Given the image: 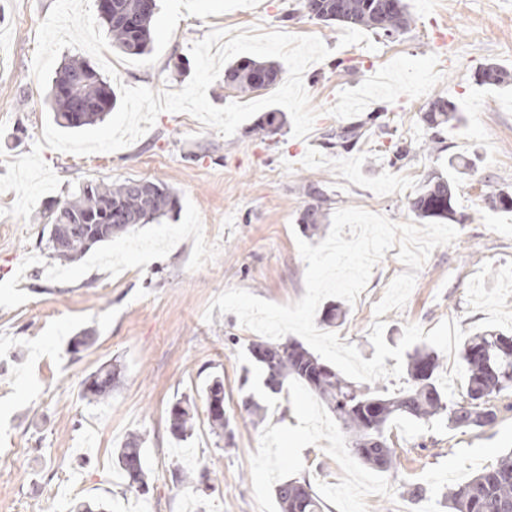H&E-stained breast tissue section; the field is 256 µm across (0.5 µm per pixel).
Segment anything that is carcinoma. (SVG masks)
<instances>
[{"label": "carcinoma", "mask_w": 512, "mask_h": 512, "mask_svg": "<svg viewBox=\"0 0 512 512\" xmlns=\"http://www.w3.org/2000/svg\"><path fill=\"white\" fill-rule=\"evenodd\" d=\"M314 17L327 24L340 23L366 27L378 35L393 37L410 23L405 0H312ZM155 8H146L144 0H112L110 12L100 20L112 39V46L129 55L148 52L153 41L152 19ZM134 27H129L128 22ZM262 73L265 83L257 85L253 75ZM281 68L273 61L247 60L230 65L224 72L226 87L238 93L252 94L268 90L281 80ZM507 74L496 64L487 63L478 71V81L499 85ZM52 110L58 126L77 129L103 121L116 105L110 85L87 63L72 59L56 73L51 88ZM386 108L380 107L359 124L339 126L326 134V144L346 151L357 146L366 132L381 118ZM81 113L79 122L74 113ZM456 104L445 98L431 101L422 115L432 138L449 122L458 120ZM283 125L280 112L270 110L257 125L263 136L277 134ZM455 178L434 177L411 202V210L420 218L455 220L453 207ZM177 196L163 183L127 179L110 184L88 182L78 191L57 201L43 215L48 226L51 255L64 263L79 260L93 245L110 241L137 224H146L176 211ZM323 218L320 205L304 210L301 222L315 233ZM249 353L266 370L264 386L270 394L281 391L286 380L303 383L326 405L349 435L351 450L365 465L376 471H387L395 465L396 452L387 442L385 428L398 418L430 421L440 419L448 428L483 429L497 423L499 417L512 412V334L486 329L465 340L459 357L465 365L467 380L459 393L445 391L436 384L441 357L432 349L416 348L407 363L410 387L397 394L385 395L379 390L345 379L324 364L302 343L286 339L277 343H253ZM121 370L106 365L82 382L84 397L105 402L120 383ZM203 395L208 420L216 435L232 434L230 419L224 415V383L215 376ZM196 417L194 399L186 397L170 411V430L174 439L186 441L192 435ZM142 434H129L114 453L115 466L128 486L148 492V472L144 467ZM175 481L204 484L207 470L187 473L176 466ZM279 512H324L325 502L306 479H287L274 490ZM448 512H512V454L485 469L471 480L444 493Z\"/></svg>", "instance_id": "1"}]
</instances>
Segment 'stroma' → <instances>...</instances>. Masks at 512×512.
Masks as SVG:
<instances>
[{"mask_svg": "<svg viewBox=\"0 0 512 512\" xmlns=\"http://www.w3.org/2000/svg\"><path fill=\"white\" fill-rule=\"evenodd\" d=\"M53 0H0V176L30 153L51 119L49 97L32 75L37 30ZM407 29L387 39L373 31L328 26L305 14L301 0H157L151 52L105 57L119 81L157 92L178 91L194 71L191 45L214 30L258 28L315 35L329 56L308 66L303 83L317 117L310 134L293 137L292 122L273 136L257 118L229 137L187 113H160L151 129L114 152L77 155L44 148L60 178L31 219L7 215L15 192H0V512H52L72 499L105 500L113 512H278L274 488L304 477L327 512H446L442 495L512 452V412L479 431L448 430L438 419H397L386 436L397 463L379 472L352 453L346 433L319 398L286 382L268 396L263 367L248 348L260 334L235 314L211 309L222 291L241 288L276 304L305 293L306 264L295 238L303 211L327 215L346 207L415 221L410 200L449 156L470 159L454 208L464 215L453 243L432 250L402 309L378 316L374 306L406 267L386 251L363 292L343 304L331 325L364 359L375 349V320L397 346L406 324L431 331L457 322L467 334L512 331V212L490 209V193H512V85L479 84L487 63L512 72V0H407ZM453 32L438 41L443 24ZM28 103H21V96ZM453 101L461 120L429 148L421 109ZM385 107L382 129L349 152L327 147L325 134ZM410 154L392 162L391 146ZM125 179L162 182L180 208L94 245L80 260L51 257L37 218L82 183ZM93 339L78 354L70 341ZM121 382L108 402L82 395V381L108 364ZM224 380V410L233 436L213 433L202 395ZM264 404L249 416L242 400ZM197 405L191 438L170 434L179 399ZM145 436L150 491L128 488L113 464L116 448ZM208 469L211 489L174 482L171 470Z\"/></svg>", "mask_w": 512, "mask_h": 512, "instance_id": "obj_1", "label": "stroma"}]
</instances>
